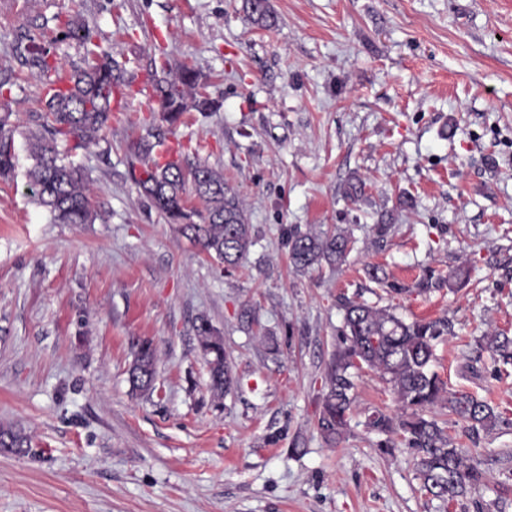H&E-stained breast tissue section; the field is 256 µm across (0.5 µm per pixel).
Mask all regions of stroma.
I'll list each match as a JSON object with an SVG mask.
<instances>
[{"label": "stroma", "mask_w": 512, "mask_h": 512, "mask_svg": "<svg viewBox=\"0 0 512 512\" xmlns=\"http://www.w3.org/2000/svg\"><path fill=\"white\" fill-rule=\"evenodd\" d=\"M270 5L265 29L242 0H0L19 169L0 180V423L30 436L26 454L0 453V512H476L512 484V429L496 430L473 453L486 487L451 505L423 491L407 449L374 448L366 411L398 405L366 367L346 441L327 447L315 426L348 299L407 322L447 316L434 370L512 410V375L479 347L512 333V0ZM57 13L94 27L131 82L103 140L72 157L93 179L90 224L52 223L24 176L42 92L21 31L43 25L66 67L86 55ZM160 46L200 72L217 111L159 120L141 90ZM147 118L239 193L255 233L241 268L225 271L139 193L129 157ZM294 227L346 229L355 244L337 267L297 272ZM202 316L238 381L220 401ZM136 337L157 359L142 394L128 382Z\"/></svg>", "instance_id": "obj_1"}]
</instances>
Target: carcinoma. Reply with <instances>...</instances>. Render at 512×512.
Returning a JSON list of instances; mask_svg holds the SVG:
<instances>
[{
	"instance_id": "cac0c4a2",
	"label": "carcinoma",
	"mask_w": 512,
	"mask_h": 512,
	"mask_svg": "<svg viewBox=\"0 0 512 512\" xmlns=\"http://www.w3.org/2000/svg\"><path fill=\"white\" fill-rule=\"evenodd\" d=\"M243 9L251 22L270 28L275 17L269 0H243ZM61 34L76 38L87 46L84 66L64 72V66L28 30L19 39L24 64L44 89L41 97L44 132L30 135L33 166L26 177L37 203L45 207L54 224H89L93 221L89 195L91 178L87 170L59 158L58 146L75 152L96 145L104 130L112 125V101L126 94L130 81L126 71L106 52L94 49L95 31L86 22L70 16H53ZM199 74L192 68L170 67L166 57L153 64L151 84L158 99L162 120L174 125L191 110L209 111L213 103L190 95L198 85ZM11 111L0 114V178L16 175L17 155L10 122ZM165 140L152 130L134 146L131 164L133 180L139 191L170 224L189 240L199 244L207 255L226 270L242 266L254 245L253 225L236 190L224 182V176L205 163L185 166L184 145L161 164L158 148ZM205 204L200 212L187 205V191ZM351 234L345 230H293L288 236L289 259L299 271L341 264L350 250ZM448 318L405 322L388 308L360 301L344 303L343 346L333 354L324 379V396L317 418V429L330 447L340 445L347 434L349 415L354 404L355 383L349 369L366 365L378 372L391 386L401 414L393 417L374 410L366 425L382 435L376 449L390 455L402 445L416 458L421 487L426 493L453 504L484 485V474L463 446L460 437L469 440L481 431L509 429L512 414L474 392L453 390L430 369L436 345L448 338ZM219 331L201 316L196 325L199 347L207 360L209 389L222 399L234 389L236 379L226 359L224 340L213 339ZM481 345L491 352L498 371L512 368V336L494 331L482 337ZM155 375V352L147 341L135 343V358L129 371L133 391L146 392ZM439 406L455 417L460 432L451 434L427 410ZM11 438L16 453L27 451L29 436L24 428L0 425L3 437Z\"/></svg>"
}]
</instances>
